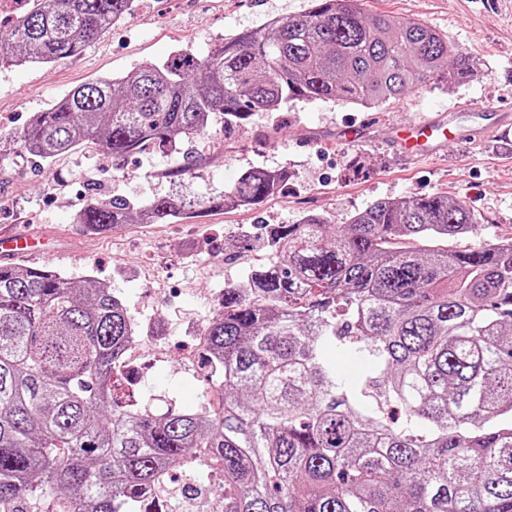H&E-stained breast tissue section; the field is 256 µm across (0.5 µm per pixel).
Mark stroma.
<instances>
[{
    "instance_id": "1",
    "label": "stroma",
    "mask_w": 512,
    "mask_h": 512,
    "mask_svg": "<svg viewBox=\"0 0 512 512\" xmlns=\"http://www.w3.org/2000/svg\"><path fill=\"white\" fill-rule=\"evenodd\" d=\"M310 0H139L138 7L97 43L53 65L0 64V134L20 131L34 113L101 76L121 77L166 61L181 50L205 55L225 36L285 19ZM371 12L416 19L448 36L477 68L460 86H426L377 109L339 102L299 103L280 112L254 113L231 137L209 133L171 153L151 146L115 162L103 150L78 149L49 163L17 150L0 153V234L44 236L40 268L109 286L140 327L159 324L166 358L154 362L151 343L140 346V405L155 413L173 407L194 412L214 391L192 359L194 324L208 322L226 286L244 284L268 263L262 243L229 246L240 230L260 224H295L309 212L345 224L370 203L439 193L465 201L478 216L471 242L512 237V151L494 138L442 141L428 155L408 160L394 141L398 128L453 114L464 129L490 124L512 110V5L507 0H365ZM481 104L478 112L469 103ZM195 166L175 171L186 159ZM280 171L279 193L260 204L210 207L244 171ZM178 193L201 200L192 217L177 222L128 224L92 234L75 221L93 197L133 202ZM167 482L162 512H208L223 497L196 468L180 467Z\"/></svg>"
}]
</instances>
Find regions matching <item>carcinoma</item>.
Listing matches in <instances>:
<instances>
[{"instance_id": "obj_1", "label": "carcinoma", "mask_w": 512, "mask_h": 512, "mask_svg": "<svg viewBox=\"0 0 512 512\" xmlns=\"http://www.w3.org/2000/svg\"><path fill=\"white\" fill-rule=\"evenodd\" d=\"M136 0H33L0 62L53 64ZM477 63L414 19L363 0H312L197 56L102 76L35 113L14 140L45 162L94 144L114 160L244 128L253 112L341 101L375 108ZM278 172L241 173L224 201L254 206ZM162 196L90 200L93 234L177 220ZM477 217L441 194L377 200L336 226L265 227L275 261L228 286L205 326L220 411H128L114 376L136 324L91 277L0 265V509L132 512L163 474L196 463L224 512H512V244L455 250ZM360 356L352 379L324 356Z\"/></svg>"}]
</instances>
